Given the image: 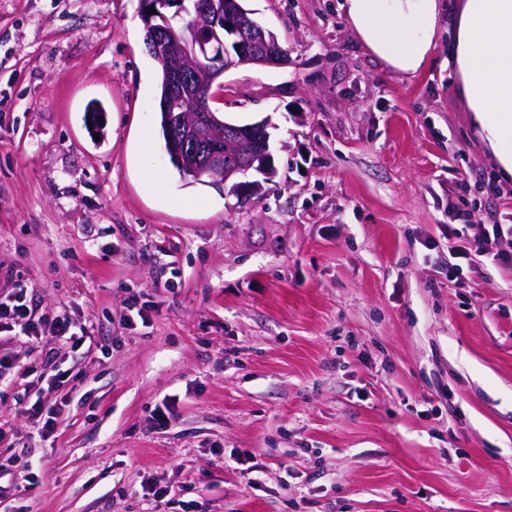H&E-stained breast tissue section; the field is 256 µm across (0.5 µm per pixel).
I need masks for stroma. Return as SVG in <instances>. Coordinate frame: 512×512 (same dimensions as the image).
<instances>
[{
  "label": "stroma",
  "mask_w": 512,
  "mask_h": 512,
  "mask_svg": "<svg viewBox=\"0 0 512 512\" xmlns=\"http://www.w3.org/2000/svg\"><path fill=\"white\" fill-rule=\"evenodd\" d=\"M342 2L242 0L288 52L212 102L269 124L276 176L242 203L170 164L140 0H0V297L90 335H0V512H512V264L448 251L456 210L512 225L454 95L458 0L412 76ZM50 328L55 336H60L66 339V342H71L72 349L79 348L84 342V336L87 334V331L83 328H80V334L72 331L71 322L65 315L54 317L50 323Z\"/></svg>",
  "instance_id": "35a3bbf8"
}]
</instances>
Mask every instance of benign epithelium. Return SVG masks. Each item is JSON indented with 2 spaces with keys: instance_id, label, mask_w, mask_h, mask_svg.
Masks as SVG:
<instances>
[{
  "instance_id": "7a95c632",
  "label": "benign epithelium",
  "mask_w": 512,
  "mask_h": 512,
  "mask_svg": "<svg viewBox=\"0 0 512 512\" xmlns=\"http://www.w3.org/2000/svg\"><path fill=\"white\" fill-rule=\"evenodd\" d=\"M241 2L142 0L141 13L146 48L166 72L170 94L189 102L187 113L171 121L170 159L191 176L230 182L249 196L261 187L235 182L239 167L274 175L268 125L224 121L210 105L212 89L223 87L232 68L277 67L288 63V54Z\"/></svg>"
}]
</instances>
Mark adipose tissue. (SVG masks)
Returning a JSON list of instances; mask_svg holds the SVG:
<instances>
[{
    "label": "adipose tissue",
    "instance_id": "obj_1",
    "mask_svg": "<svg viewBox=\"0 0 512 512\" xmlns=\"http://www.w3.org/2000/svg\"><path fill=\"white\" fill-rule=\"evenodd\" d=\"M346 18L364 47L391 72L418 73L435 48L437 0H344ZM455 93L512 178V0H460L448 48Z\"/></svg>",
    "mask_w": 512,
    "mask_h": 512
}]
</instances>
